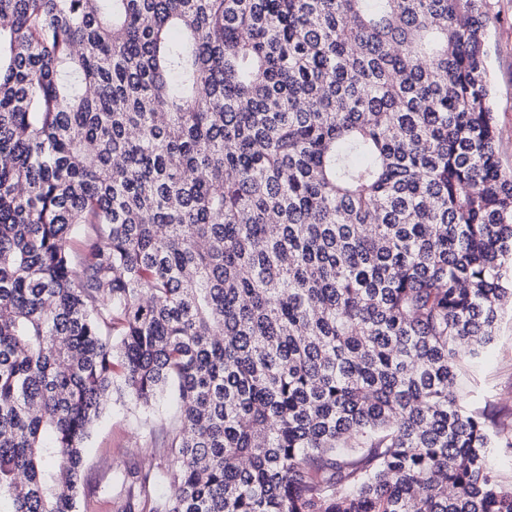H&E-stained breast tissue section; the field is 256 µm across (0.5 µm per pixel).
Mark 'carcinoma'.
<instances>
[{
  "label": "carcinoma",
  "instance_id": "obj_1",
  "mask_svg": "<svg viewBox=\"0 0 512 512\" xmlns=\"http://www.w3.org/2000/svg\"><path fill=\"white\" fill-rule=\"evenodd\" d=\"M489 10L0 0V512L167 390L149 512H512L454 390L512 299Z\"/></svg>",
  "mask_w": 512,
  "mask_h": 512
}]
</instances>
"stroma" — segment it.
Masks as SVG:
<instances>
[{"label": "stroma", "mask_w": 512, "mask_h": 512, "mask_svg": "<svg viewBox=\"0 0 512 512\" xmlns=\"http://www.w3.org/2000/svg\"><path fill=\"white\" fill-rule=\"evenodd\" d=\"M495 17L489 31V71L502 165L512 169V0H491ZM456 391L468 409L488 410L494 444L489 463L499 481L512 488V303H505L490 349L463 360ZM169 395L146 410L133 399L105 411L85 443L86 475L102 496L80 493L77 512H141L132 485L134 476L166 467L169 459L161 440L142 426V417L159 418L171 409Z\"/></svg>", "instance_id": "stroma-1"}]
</instances>
